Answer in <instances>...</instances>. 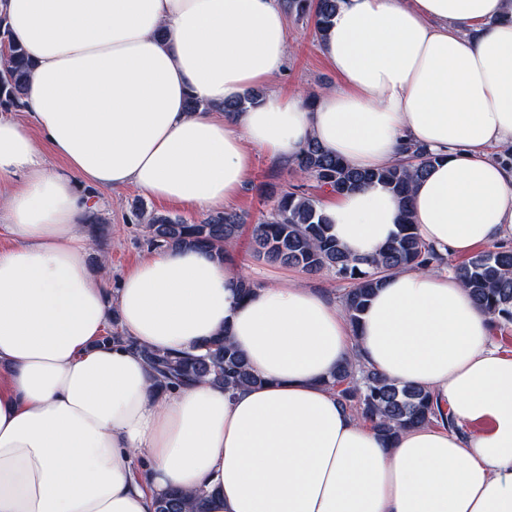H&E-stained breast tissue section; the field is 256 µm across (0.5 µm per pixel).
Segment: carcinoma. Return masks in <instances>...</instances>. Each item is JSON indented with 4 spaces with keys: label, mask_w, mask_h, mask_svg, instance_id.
Listing matches in <instances>:
<instances>
[{
    "label": "carcinoma",
    "mask_w": 512,
    "mask_h": 512,
    "mask_svg": "<svg viewBox=\"0 0 512 512\" xmlns=\"http://www.w3.org/2000/svg\"><path fill=\"white\" fill-rule=\"evenodd\" d=\"M339 0H287L288 12L313 19L315 29L324 31L336 13ZM0 44L8 53L0 58V106L6 111L24 108V92L31 72L26 49L16 42L0 17ZM258 91L224 104L226 112H245L261 100ZM437 157L421 147H408L391 166L358 170L342 159L330 156L316 141L307 143L296 166L332 194L361 189L374 182L387 184L402 201H407L413 183ZM131 221L143 225L145 241L151 249L197 248L219 262L244 231H249L253 253L271 263L298 268L307 274L334 273L342 284L340 302L352 324L361 314L382 278L407 267L441 265L432 246L414 231L408 208H403L399 232L366 266L351 258L330 234V222L320 199L296 186L276 194L271 212L258 223L246 225V216L233 210L207 214L190 223L182 217L139 205ZM453 271L490 321L512 322V249L495 246L477 251L453 266ZM143 358L158 381L164 385L188 387L209 380L226 390L256 385L262 379L253 371L229 338L213 337L194 352L144 350ZM337 399L357 418L387 438L421 425L433 423L442 415L433 394L424 389L399 386L378 370L357 361L342 366L328 382ZM208 491L186 494L171 490L156 501V512H206Z\"/></svg>",
    "instance_id": "cac0c4a2"
}]
</instances>
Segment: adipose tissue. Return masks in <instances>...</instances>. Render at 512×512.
Masks as SVG:
<instances>
[{
    "label": "adipose tissue",
    "instance_id": "adipose-tissue-1",
    "mask_svg": "<svg viewBox=\"0 0 512 512\" xmlns=\"http://www.w3.org/2000/svg\"><path fill=\"white\" fill-rule=\"evenodd\" d=\"M0 16L33 61L25 120L0 115V512H155L200 488L206 512H512V355L454 272L388 276L355 328L322 289L194 248L150 251L107 293L88 229L93 189L215 212L255 152L288 166L314 140L379 169L413 141L437 157L410 200L424 242L512 238V0H340L321 43L340 87L233 114L283 69L279 0H0ZM322 208L357 259L398 231L380 182ZM114 317L125 342L104 340ZM221 332L261 384L164 390L141 356ZM354 359L430 390L454 427L389 439L353 416L327 382Z\"/></svg>",
    "mask_w": 512,
    "mask_h": 512
}]
</instances>
